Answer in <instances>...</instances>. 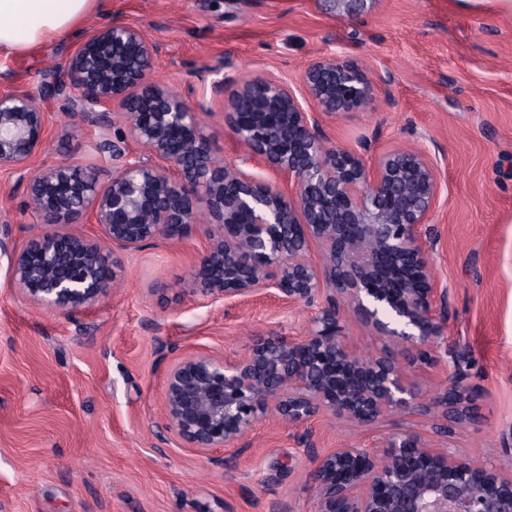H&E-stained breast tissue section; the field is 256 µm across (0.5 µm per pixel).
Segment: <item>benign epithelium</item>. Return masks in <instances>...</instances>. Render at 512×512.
Here are the masks:
<instances>
[{"label":"benign epithelium","mask_w":512,"mask_h":512,"mask_svg":"<svg viewBox=\"0 0 512 512\" xmlns=\"http://www.w3.org/2000/svg\"><path fill=\"white\" fill-rule=\"evenodd\" d=\"M157 51L134 26L98 28L35 91L0 94V168L26 182L37 223L51 227L20 246L0 240L11 287L36 306L91 305L112 292L111 250L181 237L203 203L213 229L192 274L200 296L249 298L274 288L308 301L324 285L333 294L299 338L261 335L235 362L195 353L169 366L163 415L185 447L207 456L265 417L302 423L331 413L371 425L408 409L452 425L471 419L473 395L459 375L448 374L426 401L406 385L407 370L427 360L441 336L444 291L421 236L439 199L436 165L418 149L369 164L329 146L322 128V116L373 100L375 81L356 62L327 56L305 68L303 102L275 79L243 83L227 99L224 120L245 154L224 162L202 133L205 106L154 79ZM50 101L74 126L103 130L98 152L112 163L108 184L70 163L29 174L57 117L47 111ZM116 106L123 128L112 137ZM253 155L293 180L294 192L247 173ZM86 223L99 233L67 230ZM341 303L384 341H400L397 352L358 356L340 334ZM311 479L316 512H512V479L410 433L389 438L378 453L339 448L318 456Z\"/></svg>","instance_id":"benign-epithelium-1"}]
</instances>
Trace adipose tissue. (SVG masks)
<instances>
[{
	"mask_svg": "<svg viewBox=\"0 0 512 512\" xmlns=\"http://www.w3.org/2000/svg\"><path fill=\"white\" fill-rule=\"evenodd\" d=\"M95 0H0V55H13L69 31Z\"/></svg>",
	"mask_w": 512,
	"mask_h": 512,
	"instance_id": "adipose-tissue-1",
	"label": "adipose tissue"
}]
</instances>
